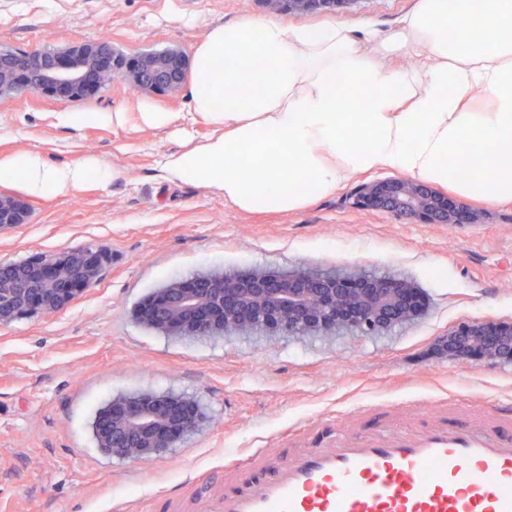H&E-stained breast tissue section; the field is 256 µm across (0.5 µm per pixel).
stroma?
Masks as SVG:
<instances>
[{"mask_svg": "<svg viewBox=\"0 0 512 512\" xmlns=\"http://www.w3.org/2000/svg\"><path fill=\"white\" fill-rule=\"evenodd\" d=\"M414 2L353 0L286 20L340 24L371 52ZM272 15L265 0H0V47L63 51L104 38L128 54L189 58L211 26ZM145 109L174 120L146 127ZM98 112L125 120L101 122ZM209 133L185 86L141 94L117 76L81 101L0 98V159L31 151L52 166L98 160L109 171L65 196L0 180V194L28 212L0 232V264L110 254L100 282L59 313L0 326V512H197V498L223 483L226 460L270 447L288 426L377 401L512 397V361L451 356L440 343L470 322H512V202L466 201L448 185L443 194L467 203L477 223L421 224L350 208L347 196L366 180L359 174L301 210L249 214L218 191L164 176L168 154ZM306 267L405 280L424 309L372 336L180 337L136 316L174 280ZM142 392L194 399L205 420L149 462L113 457L98 447L94 419L113 398Z\"/></svg>", "mask_w": 512, "mask_h": 512, "instance_id": "1", "label": "stroma"}]
</instances>
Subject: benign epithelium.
<instances>
[{
    "instance_id": "1",
    "label": "benign epithelium",
    "mask_w": 512,
    "mask_h": 512,
    "mask_svg": "<svg viewBox=\"0 0 512 512\" xmlns=\"http://www.w3.org/2000/svg\"><path fill=\"white\" fill-rule=\"evenodd\" d=\"M352 0H267L278 12L302 17L313 11ZM16 51L0 48V97H12L19 86L63 100L81 99L121 72L131 87L144 94H164L180 88L185 77L173 78L159 59L175 51L117 54L96 50L89 59L77 46L58 56L41 58L35 76L22 78L5 66ZM358 210H380L422 224H455L448 197L431 186L406 178H389L358 185L349 196ZM25 205L0 195V232L24 222ZM108 261L103 250L66 255H38L0 265V325L34 315L50 316L67 307L75 295L95 285ZM411 284L403 280L372 279L358 271L325 272L300 268L281 273L251 270L239 276L207 274L167 284L138 308L145 325L175 336L249 335L264 329L276 332L271 320L287 332L336 334L351 326L373 335L407 323L420 309L409 302ZM457 355L480 351L486 359L512 360V324L473 322L444 338ZM183 401L145 392L120 397L98 415L95 434L99 447L112 456L149 461L175 447L197 428L201 416L182 408Z\"/></svg>"
}]
</instances>
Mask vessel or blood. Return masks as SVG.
Returning <instances> with one entry per match:
<instances>
[{"label":"vessel or blood","instance_id":"obj_1","mask_svg":"<svg viewBox=\"0 0 512 512\" xmlns=\"http://www.w3.org/2000/svg\"><path fill=\"white\" fill-rule=\"evenodd\" d=\"M225 462L212 512H512V402L439 399L320 419Z\"/></svg>","mask_w":512,"mask_h":512}]
</instances>
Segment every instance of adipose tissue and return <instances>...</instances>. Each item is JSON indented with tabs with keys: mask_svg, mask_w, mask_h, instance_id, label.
I'll list each match as a JSON object with an SVG mask.
<instances>
[{
	"mask_svg": "<svg viewBox=\"0 0 512 512\" xmlns=\"http://www.w3.org/2000/svg\"><path fill=\"white\" fill-rule=\"evenodd\" d=\"M397 54L415 65H378ZM378 56L333 22L213 26L194 51L189 96L214 132L168 155L167 177L247 213L296 211L381 170L512 202V0H418ZM475 156L480 166L452 180L454 164ZM93 174L108 176L95 160L53 167L22 152L0 161V180L36 195L69 194Z\"/></svg>",
	"mask_w": 512,
	"mask_h": 512,
	"instance_id": "ef3b65f1",
	"label": "adipose tissue"
}]
</instances>
